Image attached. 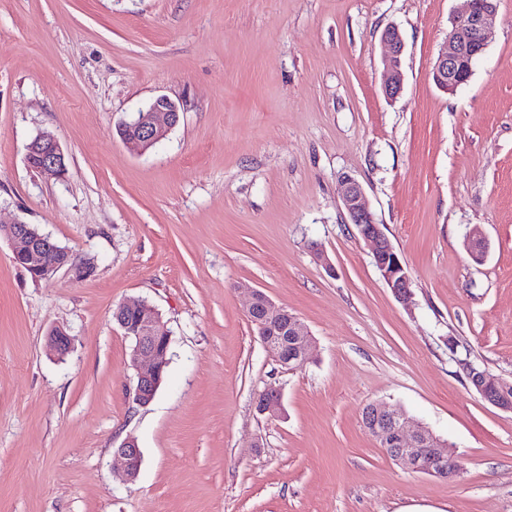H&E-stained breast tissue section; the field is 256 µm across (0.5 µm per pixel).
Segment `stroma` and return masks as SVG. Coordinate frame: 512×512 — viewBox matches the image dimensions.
<instances>
[{
    "mask_svg": "<svg viewBox=\"0 0 512 512\" xmlns=\"http://www.w3.org/2000/svg\"><path fill=\"white\" fill-rule=\"evenodd\" d=\"M465 7L0 0V221L95 264L81 282H36L0 238V512H512V412L462 370L512 382V0L448 94L431 68ZM390 26L405 41L393 100ZM161 95L180 121L135 153L117 128ZM43 131L65 178L25 162ZM347 174L406 267L410 303L347 220ZM251 287L311 331L296 369L264 349ZM136 300L172 337L146 406L112 318ZM55 327L73 337L61 360L46 347ZM271 385L274 417L256 410ZM371 402L447 440L460 475L394 463L362 424ZM129 436L143 454L132 482L113 454ZM381 41L385 46L382 57L385 73L382 90L387 98L392 99L399 95L404 81L401 65L405 43L399 29L393 26L384 30Z\"/></svg>",
    "mask_w": 512,
    "mask_h": 512,
    "instance_id": "obj_1",
    "label": "stroma"
}]
</instances>
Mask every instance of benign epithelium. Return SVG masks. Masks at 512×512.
I'll use <instances>...</instances> for the list:
<instances>
[{
  "label": "benign epithelium",
  "mask_w": 512,
  "mask_h": 512,
  "mask_svg": "<svg viewBox=\"0 0 512 512\" xmlns=\"http://www.w3.org/2000/svg\"><path fill=\"white\" fill-rule=\"evenodd\" d=\"M497 12V0H467L464 12L450 18L449 51L438 57L432 67L435 84L446 92H454L466 84L472 74V62L481 57L488 46L489 33ZM385 46L382 64L385 79L382 90L392 99L399 95L404 76L401 70L405 49L398 28L390 26L382 34ZM180 107L166 96H158L131 120L122 123L125 143L138 152L164 139L179 122ZM26 163L39 174L61 179L67 171L66 155L59 140L50 133L37 135L26 147ZM342 201L348 220L371 248L374 263L391 292L399 299H409L410 278L391 241L376 222L366 200L361 183L351 176L343 178ZM0 234L10 241L13 263L26 270L33 279H50L64 271L74 281L82 280L71 263L70 252L60 248L48 235H39L22 221L1 225ZM247 316L258 326L266 351L283 367L293 368L304 363L312 346V336L300 318L276 305L264 292L251 288ZM124 335L132 340L131 365L136 370L134 400L140 405L150 403L162 381L169 361L166 323L154 309L145 323L131 326L117 321ZM50 350L60 359L71 350L72 337L61 328L51 330L47 337ZM468 381L472 388L491 405L512 412V385L468 365ZM263 414L275 415L281 410L279 392L270 388L257 402ZM362 423L388 450L396 463L408 469L442 479L453 480L461 465L449 453L447 443L428 428L413 423L406 413L385 403L372 402L362 410ZM121 460L122 477L135 480L142 465V452L132 438L115 449Z\"/></svg>",
  "instance_id": "benign-epithelium-1"
}]
</instances>
